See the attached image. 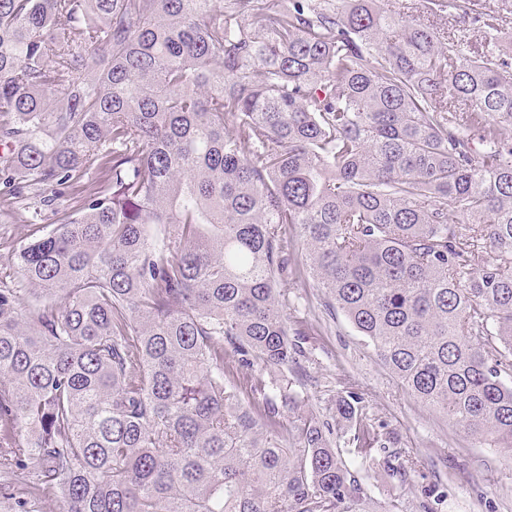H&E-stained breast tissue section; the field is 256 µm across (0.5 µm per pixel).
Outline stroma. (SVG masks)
I'll return each mask as SVG.
<instances>
[{"mask_svg":"<svg viewBox=\"0 0 512 512\" xmlns=\"http://www.w3.org/2000/svg\"><path fill=\"white\" fill-rule=\"evenodd\" d=\"M454 32L462 50L483 48L485 23L512 33V11L501 0H464L459 9L431 15ZM279 301L298 351L283 367L254 363L262 386H290L302 411L330 429L336 448L373 500L401 499L403 512H512V452L482 441L414 399L324 294L298 257H291ZM356 411L376 439L356 449L354 423L336 412L338 400ZM400 458L405 474L388 469Z\"/></svg>","mask_w":512,"mask_h":512,"instance_id":"stroma-1","label":"stroma"}]
</instances>
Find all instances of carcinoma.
<instances>
[{
    "label": "carcinoma",
    "instance_id": "obj_1",
    "mask_svg": "<svg viewBox=\"0 0 512 512\" xmlns=\"http://www.w3.org/2000/svg\"><path fill=\"white\" fill-rule=\"evenodd\" d=\"M511 121L512 44L457 62L382 0H0V213L79 189L0 281L12 512H402L290 388L225 378L226 343L293 359V251L410 395L512 448Z\"/></svg>",
    "mask_w": 512,
    "mask_h": 512
}]
</instances>
